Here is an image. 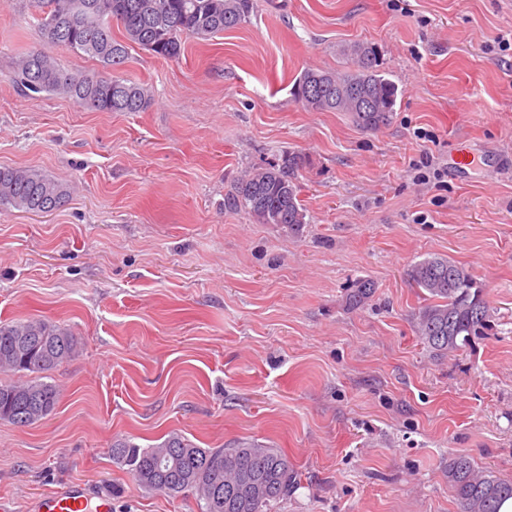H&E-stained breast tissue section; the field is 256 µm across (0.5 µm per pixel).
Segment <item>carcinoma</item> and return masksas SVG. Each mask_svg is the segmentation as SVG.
Listing matches in <instances>:
<instances>
[{
    "instance_id": "obj_1",
    "label": "carcinoma",
    "mask_w": 512,
    "mask_h": 512,
    "mask_svg": "<svg viewBox=\"0 0 512 512\" xmlns=\"http://www.w3.org/2000/svg\"><path fill=\"white\" fill-rule=\"evenodd\" d=\"M42 47L20 56L14 82L25 94H61L80 107L98 112H142L151 103L149 90L123 74L129 47L156 58L181 57L189 36L207 38L248 20L255 0H29ZM121 38L112 34V23ZM66 47L96 59L102 70L73 73L51 54ZM344 71L304 70L294 97L312 112H345L358 126L377 130L394 112L397 86L385 78L377 48L364 42L343 47ZM300 157L288 154L279 163L245 171L227 198L258 224H284L298 232L306 212L298 199L295 172ZM68 187L32 168H0V207L49 213L65 205ZM413 283L429 296L418 312L416 333L442 354L469 347L485 334L491 308L472 271L447 257L425 258L411 266ZM374 287L362 281L349 294L361 306ZM77 340L67 330L42 319L0 322V374L21 372L25 381H0V421L31 425L50 415L59 400L56 386L44 375L67 362ZM112 461L146 491L170 495L190 492L205 512H272L296 485V473L276 448L242 442L232 448H200L172 436L142 448L127 442L110 448ZM448 484L460 512H512V479L477 469L459 454L448 463Z\"/></svg>"
}]
</instances>
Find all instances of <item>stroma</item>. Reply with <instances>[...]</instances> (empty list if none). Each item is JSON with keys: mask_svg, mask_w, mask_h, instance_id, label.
<instances>
[{"mask_svg": "<svg viewBox=\"0 0 512 512\" xmlns=\"http://www.w3.org/2000/svg\"><path fill=\"white\" fill-rule=\"evenodd\" d=\"M512 0H256L248 23L190 38L179 60L129 50L143 112L22 95L39 44L23 0H0V166L72 194L50 213L0 207V320L77 339L49 376L55 411L0 422V498L72 483L112 512H199L138 487L110 456L181 436L282 451L297 486L275 512H459L448 462L512 478ZM375 45L397 87L390 122L309 112L292 88ZM476 162L448 170L449 150ZM300 154V233L226 197L254 164ZM448 256L475 274L491 327L442 355L414 328L407 272ZM361 279L373 297L350 308Z\"/></svg>", "mask_w": 512, "mask_h": 512, "instance_id": "stroma-1", "label": "stroma"}]
</instances>
